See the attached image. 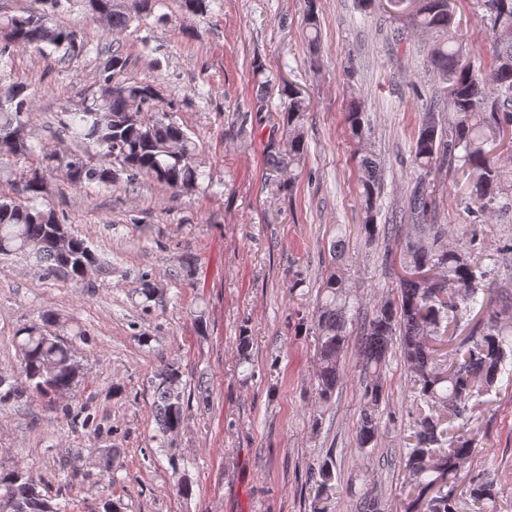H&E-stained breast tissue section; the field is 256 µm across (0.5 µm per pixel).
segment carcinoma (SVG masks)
Here are the masks:
<instances>
[{"mask_svg": "<svg viewBox=\"0 0 512 512\" xmlns=\"http://www.w3.org/2000/svg\"><path fill=\"white\" fill-rule=\"evenodd\" d=\"M161 0H42L39 11L10 14L0 10V152L26 165L25 181L0 194V256L31 258L49 274L83 284L98 264L88 242L67 231L68 217L44 203L46 173L57 170L73 186L110 187L126 176L131 191L147 178L174 193L197 190L203 172L196 164L197 146L171 112L160 88L149 82L123 78L128 58L120 45L109 43L106 60L94 86L84 92L62 124L68 144L48 150L34 144L30 131L35 111L31 86L10 79L15 52L33 47L47 58L68 65L87 53L81 32L56 23L57 14L81 7L91 19H102L111 31H123L133 22L151 17ZM403 27L397 40L410 30L441 33L444 39L427 53L430 67L442 83L439 99L423 113L412 148L419 181L403 209L413 219L402 232L400 224H375L381 194L380 169L372 156L360 159L363 231L373 238L393 234L400 245L404 276L397 297L375 300L363 326L358 349L365 378L357 447L377 443L379 408L385 393V357L394 338L409 372L412 423L405 437L406 461L401 512H456L455 476L475 450L471 402L491 391L512 362V333L500 320H512V293L496 286L479 258L461 238H453L446 224L430 222L434 207L426 178L433 170L459 163L470 171L467 185L475 212L493 215L512 171L499 165L486 146L494 145L512 126V0H483L491 34L490 73L467 60L466 49L449 34L452 14L448 0H395ZM310 41L318 42L320 21L313 0L303 15ZM257 76L254 108L261 112L273 92L288 99V132L268 144L269 168L277 171L302 161L307 152L301 120L305 103L300 92L284 82L274 84L264 69ZM346 121L353 136L365 133V111L360 98L349 100ZM95 149L96 159L88 155ZM491 311L480 330L456 340L449 327L476 307ZM349 286L336 273L322 284L313 324L316 336V391L331 399L343 379L342 353L348 343ZM56 315L18 331L14 341L21 355L20 379L0 380V411L26 396L56 400L78 383L80 366L73 344L51 331ZM155 421L158 436L176 432L184 418L182 372L165 364L155 374ZM176 492L192 495V481L175 455L168 458ZM333 464L323 461L309 468L308 481L320 492L331 489ZM0 512H68L38 490L27 471L0 472Z\"/></svg>", "mask_w": 512, "mask_h": 512, "instance_id": "1", "label": "carcinoma"}]
</instances>
